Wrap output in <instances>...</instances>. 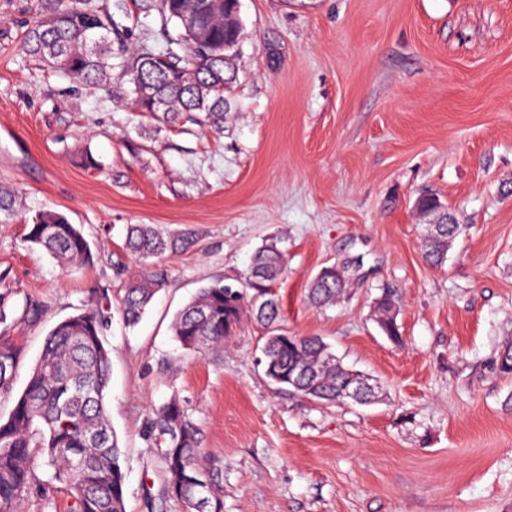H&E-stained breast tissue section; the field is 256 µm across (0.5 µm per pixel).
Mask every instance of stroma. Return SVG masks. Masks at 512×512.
Instances as JSON below:
<instances>
[{
  "mask_svg": "<svg viewBox=\"0 0 512 512\" xmlns=\"http://www.w3.org/2000/svg\"><path fill=\"white\" fill-rule=\"evenodd\" d=\"M238 82L224 131L168 128L122 88L78 85L21 49L37 0H0V340L21 350L8 416L46 335L135 266L126 227L188 232L132 328L113 319L106 397L124 454L126 512H184L147 430L177 400L223 473L224 512H512V0H240ZM465 234L444 267L422 258L425 191ZM51 209L93 243L62 269L25 241ZM276 243L282 327L316 335L381 384L371 405L318 403L264 375L267 329L245 318L228 348L183 349L175 313L202 286L243 279ZM332 264L347 295L312 306ZM397 292L403 341L374 321ZM39 305L28 320L24 309ZM20 512H67L38 463Z\"/></svg>",
  "mask_w": 512,
  "mask_h": 512,
  "instance_id": "35a3bbf8",
  "label": "stroma"
}]
</instances>
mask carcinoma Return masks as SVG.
<instances>
[{"label": "carcinoma", "mask_w": 512, "mask_h": 512, "mask_svg": "<svg viewBox=\"0 0 512 512\" xmlns=\"http://www.w3.org/2000/svg\"><path fill=\"white\" fill-rule=\"evenodd\" d=\"M39 2L21 46L26 55L74 83L110 87L118 81L139 111L166 125L223 131L224 114L231 109L226 93L237 81L241 30L233 16L238 0H138L140 12L155 13L163 26L178 30L161 48L131 45L127 29L99 0ZM191 11L201 18L196 31L182 25ZM20 206L18 193L1 183L0 214L9 217ZM415 208L439 220L423 253L441 266L463 225L436 193L419 195ZM25 241L64 267L92 259L81 228L56 211L36 213ZM190 245L188 234L165 235L152 224L127 225L125 248L138 263L117 306L127 326L139 322L161 287L162 278L150 265ZM284 271L276 245L261 247L244 280L236 285L217 281L199 290L176 314L173 336L184 348L206 353L223 346L250 315L268 329L261 351L270 383L318 402L347 403L345 392L359 372L344 366L322 338L278 328L280 303L273 285ZM346 287L336 269L322 270L311 283L310 299L318 306L334 304ZM376 303L379 329L401 343L394 290L382 289ZM111 323L112 299L102 293L48 333L25 388L9 416L0 418V512H17L35 480L39 456L65 489L69 512H125L121 449L106 405L110 351L105 337ZM19 357L17 347L0 341V389L10 387ZM148 437L167 475L166 497L182 503L185 512H223L222 471L208 462L198 429L176 400L157 410Z\"/></svg>", "instance_id": "obj_1"}]
</instances>
